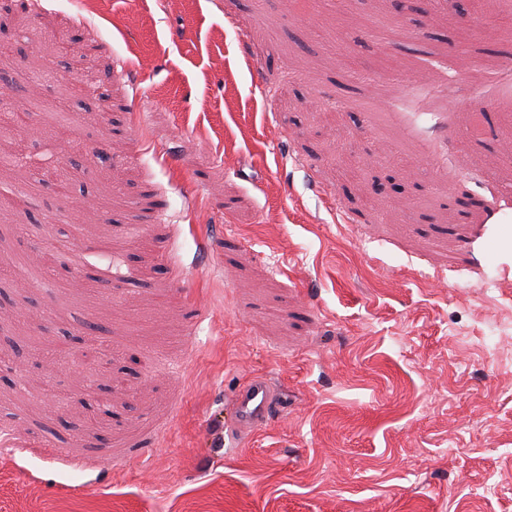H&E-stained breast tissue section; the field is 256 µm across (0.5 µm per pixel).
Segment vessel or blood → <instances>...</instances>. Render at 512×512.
I'll use <instances>...</instances> for the list:
<instances>
[{"mask_svg": "<svg viewBox=\"0 0 512 512\" xmlns=\"http://www.w3.org/2000/svg\"><path fill=\"white\" fill-rule=\"evenodd\" d=\"M279 408L278 392L268 379L254 377L238 386L225 406L230 445L238 446L248 435L265 425ZM39 457L43 466L64 474L72 489L86 487L81 469L59 444L41 448Z\"/></svg>", "mask_w": 512, "mask_h": 512, "instance_id": "b4317fda", "label": "vessel or blood"}]
</instances>
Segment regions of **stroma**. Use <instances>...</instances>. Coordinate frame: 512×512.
Wrapping results in <instances>:
<instances>
[{"mask_svg": "<svg viewBox=\"0 0 512 512\" xmlns=\"http://www.w3.org/2000/svg\"><path fill=\"white\" fill-rule=\"evenodd\" d=\"M406 3L0 0V512H512V58ZM280 408L279 395L271 381L254 377L243 383L225 405L230 446L240 442L265 425ZM43 466L53 469L64 474L65 487L72 490H81L89 484L82 475V470L73 462V459L63 448L56 442L48 447H42L38 453Z\"/></svg>", "mask_w": 512, "mask_h": 512, "instance_id": "35a3bbf8", "label": "stroma"}]
</instances>
